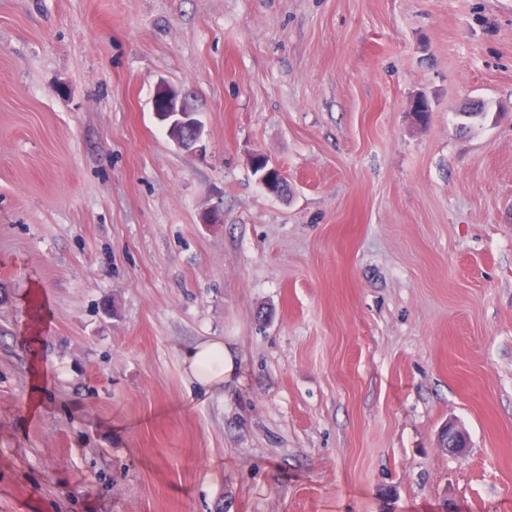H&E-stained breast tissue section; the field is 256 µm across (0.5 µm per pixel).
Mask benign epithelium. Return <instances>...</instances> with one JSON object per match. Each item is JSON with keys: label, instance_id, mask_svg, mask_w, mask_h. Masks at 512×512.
<instances>
[{"label": "benign epithelium", "instance_id": "1", "mask_svg": "<svg viewBox=\"0 0 512 512\" xmlns=\"http://www.w3.org/2000/svg\"><path fill=\"white\" fill-rule=\"evenodd\" d=\"M158 92L166 94L164 107L154 109L158 120L166 125L169 139L175 146L188 151L201 150L203 125L197 120V112L189 105V95L162 81ZM440 447L454 455H460L468 447L467 431L455 421L446 424L438 437Z\"/></svg>", "mask_w": 512, "mask_h": 512}]
</instances>
